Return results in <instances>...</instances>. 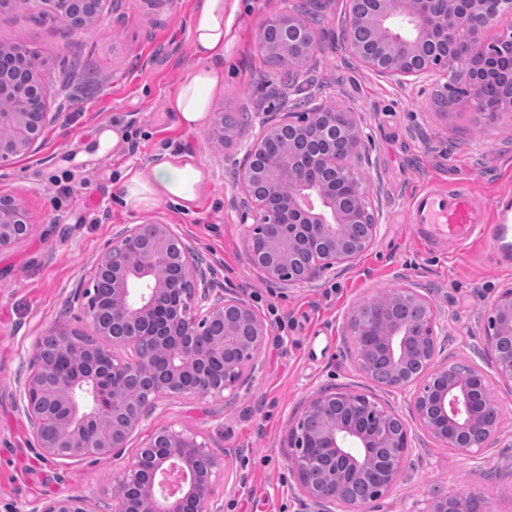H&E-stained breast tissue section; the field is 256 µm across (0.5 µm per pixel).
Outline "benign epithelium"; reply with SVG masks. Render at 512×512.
Here are the masks:
<instances>
[{
  "label": "benign epithelium",
  "mask_w": 512,
  "mask_h": 512,
  "mask_svg": "<svg viewBox=\"0 0 512 512\" xmlns=\"http://www.w3.org/2000/svg\"><path fill=\"white\" fill-rule=\"evenodd\" d=\"M104 0H71L74 28L95 18ZM512 0H351L341 29L346 50L364 67L402 81L426 83L441 112L463 106L512 112V27L497 30ZM280 45L270 64L296 72L315 52L308 21L272 14L260 23ZM497 30L494 37L489 32ZM35 52L11 51L0 66V166L30 151L54 116L49 85ZM467 58L461 72L454 60ZM364 140L355 113L322 105L264 119L239 166L237 186L251 199L250 262L270 281L311 282L353 261L375 240L378 216L360 170ZM32 229L25 208L0 196V250ZM196 256L167 224H135L113 237L88 272L92 287L75 292L98 338L66 326L38 341L19 396L44 457L119 456L143 416L169 395L224 397L256 368L268 326L239 295L210 298L205 280L187 279ZM486 336L495 377L512 383V285L491 306ZM357 366L374 384L407 387L424 379L414 408L431 437L458 452L486 444L498 431L487 418L490 384L477 369L453 376L435 364L439 322L431 302L398 288L358 306L349 320ZM130 347L135 356L118 357ZM74 360L59 371L57 356ZM288 464L320 512H370L403 473L411 448L408 425L372 396L337 387L311 399L287 435ZM219 460L195 435L161 428L118 479L112 512H224L215 493ZM34 512H96L77 494L50 498ZM429 512H472L466 501L436 497Z\"/></svg>",
  "instance_id": "1"
}]
</instances>
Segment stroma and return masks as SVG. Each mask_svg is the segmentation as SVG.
<instances>
[{
  "label": "stroma",
  "mask_w": 512,
  "mask_h": 512,
  "mask_svg": "<svg viewBox=\"0 0 512 512\" xmlns=\"http://www.w3.org/2000/svg\"><path fill=\"white\" fill-rule=\"evenodd\" d=\"M196 0H106L86 32L70 33L21 0L0 11V44L37 50L48 72L57 118L27 154L0 167V196L28 211L30 235L0 251V512H33L46 499L79 494L112 512V488L158 429L196 434L222 462L215 485L224 512H309L286 459L293 415L317 393L350 387L371 393L407 422L412 448L403 477L373 512H422L440 492L483 496L490 512H512V384L491 382L499 433L472 453L435 441L414 417L413 389L380 388L357 368L347 327L352 310L387 291L410 288L428 298L443 328L436 362H463L492 374L486 334L491 302L512 284L485 237L445 248L426 243L408 217L423 187L466 190L483 223L512 204V113L495 121L471 108L444 114L432 89L361 66L341 45L349 0H228L224 79L212 112L237 116V134L215 146L207 130L175 123L170 99L196 66L187 35ZM274 13L304 14L320 44L296 81L284 85L261 50L259 24ZM333 104L355 112L369 163L361 171L379 212L372 246L350 263L294 285L266 280L246 253L241 215L249 198L236 168L264 114ZM124 135L100 151L103 129ZM188 157L208 173L192 210L169 204L127 211L118 179L160 155ZM91 179L83 187V179ZM134 224H167L198 255L197 273L213 288L237 292L267 324L258 368L233 395L165 398L130 435L121 457L50 459L35 447L19 386L38 340L57 325L95 328L73 295L112 238Z\"/></svg>",
  "instance_id": "stroma-1"
}]
</instances>
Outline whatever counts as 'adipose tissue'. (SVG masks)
I'll list each match as a JSON object with an SVG mask.
<instances>
[{"mask_svg": "<svg viewBox=\"0 0 512 512\" xmlns=\"http://www.w3.org/2000/svg\"><path fill=\"white\" fill-rule=\"evenodd\" d=\"M224 2L198 0L189 19L190 43L200 65L176 88L170 100L177 124L189 131L204 127L213 93L224 79L218 67L224 59ZM206 181L202 168L172 158L157 160L127 172L121 200L132 210L168 201L188 209Z\"/></svg>", "mask_w": 512, "mask_h": 512, "instance_id": "obj_1", "label": "adipose tissue"}]
</instances>
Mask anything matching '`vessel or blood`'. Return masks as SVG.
<instances>
[{"label": "vessel or blood", "instance_id": "obj_1", "mask_svg": "<svg viewBox=\"0 0 512 512\" xmlns=\"http://www.w3.org/2000/svg\"><path fill=\"white\" fill-rule=\"evenodd\" d=\"M410 215L427 239L451 245L463 244L482 233L496 245L512 235L508 223L480 225L469 194L462 190H420L410 201Z\"/></svg>", "mask_w": 512, "mask_h": 512}]
</instances>
